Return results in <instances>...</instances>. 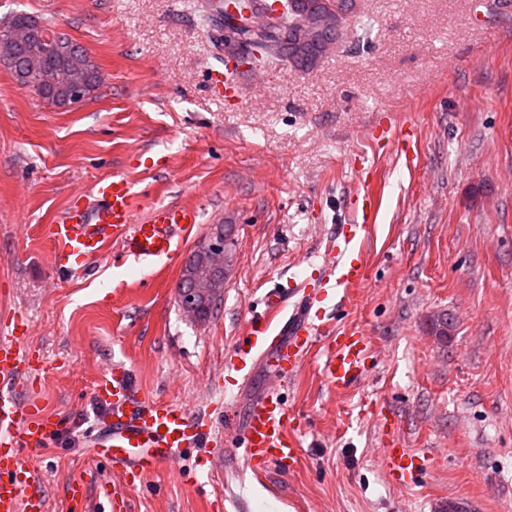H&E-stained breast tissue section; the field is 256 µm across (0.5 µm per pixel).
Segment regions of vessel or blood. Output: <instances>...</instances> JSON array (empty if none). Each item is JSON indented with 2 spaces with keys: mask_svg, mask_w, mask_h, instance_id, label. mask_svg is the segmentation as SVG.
Returning a JSON list of instances; mask_svg holds the SVG:
<instances>
[{
  "mask_svg": "<svg viewBox=\"0 0 512 512\" xmlns=\"http://www.w3.org/2000/svg\"><path fill=\"white\" fill-rule=\"evenodd\" d=\"M240 72L236 64L214 71L211 84L231 95ZM199 214L188 206L157 204L140 211L132 183L122 176L99 181L82 203L66 207L52 226L50 237L57 257L83 268L116 249L120 259L156 266L168 263L197 229ZM367 280L366 267L355 254L350 238H343L321 276L325 288L350 290ZM316 294L305 285L272 289L265 296L264 325L235 350L228 364L240 372L248 362H270L279 384L266 388L251 403L244 420L228 415L224 428L233 433L234 454L254 477L273 466L294 467L300 442L290 426V413L280 388L295 379L303 359L315 345L326 350L322 375L339 391L351 388L368 369L369 342L361 331L332 327L325 314L314 311ZM27 337L19 330L0 335V512H47L36 471L23 466L20 455L57 441L65 424L34 399H22L21 383L47 368L43 356L26 350ZM98 401L108 410L93 429L86 447L102 457L125 484H134L162 467L177 469L183 449L214 442L210 422L192 416L189 408L137 395L125 370L116 368L97 385ZM416 455L391 446L384 453L389 472L413 473Z\"/></svg>",
  "mask_w": 512,
  "mask_h": 512,
  "instance_id": "vessel-or-blood-1",
  "label": "vessel or blood"
}]
</instances>
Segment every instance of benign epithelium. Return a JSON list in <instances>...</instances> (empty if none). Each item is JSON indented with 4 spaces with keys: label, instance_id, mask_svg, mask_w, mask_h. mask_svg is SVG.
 Returning a JSON list of instances; mask_svg holds the SVG:
<instances>
[{
    "label": "benign epithelium",
    "instance_id": "benign-epithelium-1",
    "mask_svg": "<svg viewBox=\"0 0 512 512\" xmlns=\"http://www.w3.org/2000/svg\"><path fill=\"white\" fill-rule=\"evenodd\" d=\"M227 10L236 16L243 15L246 22L241 24L231 20L224 24V28L219 31V39L226 46L240 44L244 41L246 33L251 35L252 40L257 41L268 30L270 19L264 15L246 7L239 9L234 3L229 4ZM346 15L342 3L338 2L335 9L327 12L326 17L320 22L324 54L335 52L336 47L345 40ZM24 41L25 35L22 32L10 33L0 40V55H12L14 47L22 45ZM67 58L74 72L66 103L69 107L82 101L88 94L89 84L84 78L88 58L85 49L77 45L71 47ZM232 261L233 254L228 246V237L222 231L210 235L188 255L176 289L180 307L186 315L195 321L209 318L223 295L224 281Z\"/></svg>",
    "mask_w": 512,
    "mask_h": 512
}]
</instances>
